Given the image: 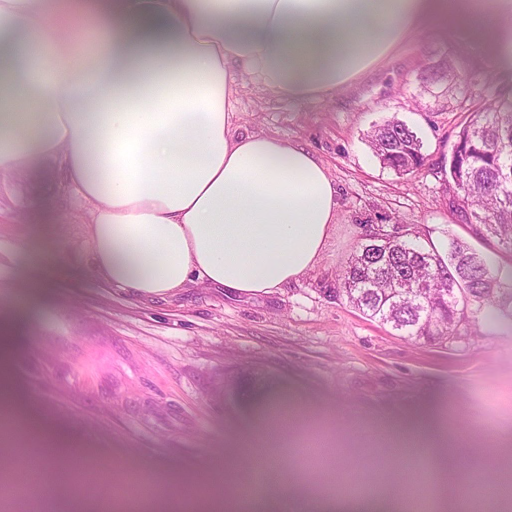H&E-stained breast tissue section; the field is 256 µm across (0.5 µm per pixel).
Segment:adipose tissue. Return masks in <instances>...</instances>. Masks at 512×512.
Instances as JSON below:
<instances>
[{
    "instance_id": "ef3b65f1",
    "label": "adipose tissue",
    "mask_w": 512,
    "mask_h": 512,
    "mask_svg": "<svg viewBox=\"0 0 512 512\" xmlns=\"http://www.w3.org/2000/svg\"><path fill=\"white\" fill-rule=\"evenodd\" d=\"M100 30L80 53L56 19ZM512 0H0V175L50 166L88 206L109 286L268 294L322 259L339 197L305 146L234 129L244 76L328 99L431 17L492 36L512 74Z\"/></svg>"
}]
</instances>
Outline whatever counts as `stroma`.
Returning <instances> with one entry per match:
<instances>
[{
	"instance_id": "35a3bbf8",
	"label": "stroma",
	"mask_w": 512,
	"mask_h": 512,
	"mask_svg": "<svg viewBox=\"0 0 512 512\" xmlns=\"http://www.w3.org/2000/svg\"><path fill=\"white\" fill-rule=\"evenodd\" d=\"M454 60L455 89L429 71ZM512 79L468 28L428 20L417 37L326 100L283 102L244 78L236 127L299 142L327 167L340 198L320 264L296 284L245 296L183 288L139 300L102 284L86 244L87 207L55 172L0 178V317L12 324L11 376L19 407L53 437L83 445L101 467L113 507L138 478L143 498L190 504L243 488V436L259 404L285 394L305 418L300 440L322 439L326 465L308 468L285 446L270 465L276 481L310 497L352 485L380 494L402 473L394 461L358 471L350 449L374 432L445 416L458 450L434 492L462 489L463 466L492 468L476 438L512 432V329L480 324L479 335L414 342L364 316L333 289L367 228L446 249L466 242L500 275L512 251L477 238L441 165L469 114ZM396 119L422 139L425 166L402 175L383 167L367 136ZM225 473L214 478L213 460Z\"/></svg>"
}]
</instances>
